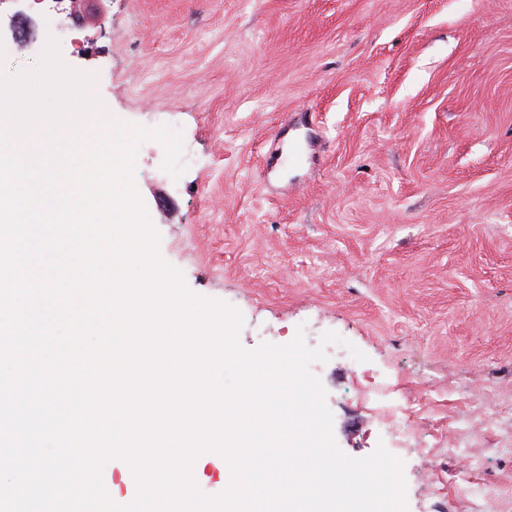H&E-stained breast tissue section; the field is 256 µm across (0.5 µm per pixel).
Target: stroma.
I'll use <instances>...</instances> for the list:
<instances>
[{
    "label": "stroma",
    "mask_w": 512,
    "mask_h": 512,
    "mask_svg": "<svg viewBox=\"0 0 512 512\" xmlns=\"http://www.w3.org/2000/svg\"><path fill=\"white\" fill-rule=\"evenodd\" d=\"M58 29L112 117L181 133L182 174L150 138L135 186L241 346L336 333L310 370L341 451L389 443L365 397L385 384L427 448L395 453L407 512H512V0H0L9 71ZM300 109L318 162L265 179Z\"/></svg>",
    "instance_id": "35a3bbf8"
}]
</instances>
